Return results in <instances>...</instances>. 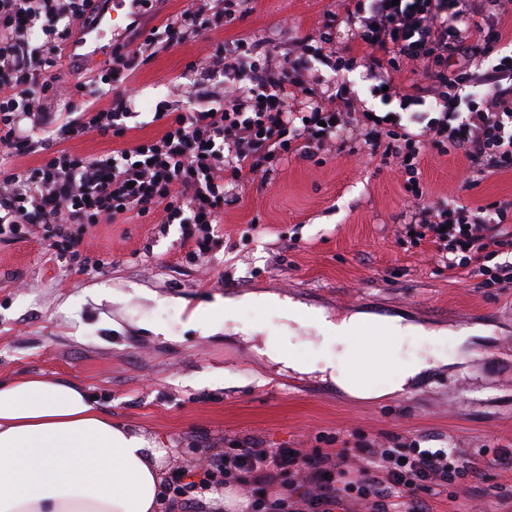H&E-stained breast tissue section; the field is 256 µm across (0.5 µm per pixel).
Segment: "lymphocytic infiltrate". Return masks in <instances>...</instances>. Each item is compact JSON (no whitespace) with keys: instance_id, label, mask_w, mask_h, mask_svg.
<instances>
[{"instance_id":"obj_1","label":"lymphocytic infiltrate","mask_w":512,"mask_h":512,"mask_svg":"<svg viewBox=\"0 0 512 512\" xmlns=\"http://www.w3.org/2000/svg\"><path fill=\"white\" fill-rule=\"evenodd\" d=\"M345 17L329 14L323 25L345 21L353 40L343 53L323 52L309 40L276 55L242 38L230 52L216 50L213 70L224 81L198 88L183 109L156 106L161 136L94 158L50 149L44 134L61 138L88 133L121 138L133 119L127 92L141 65L142 48H168L230 26L250 0H202L193 11L140 32L141 48L112 47V63L91 88L62 82L52 71L63 51L95 21L101 0H0V241L41 227L57 258L76 272L86 260L77 249L74 224H115L159 215L182 225V246L192 258L209 253L213 226L224 210V191L251 176L269 174L296 157L312 160L340 150L381 156L399 167L414 199L407 231L434 245L449 269L481 276L482 287L512 282V204L471 207L431 200L421 183V163L432 150L461 157L476 186L512 169V62L495 57L512 20V0H353ZM40 28L32 41L30 31ZM489 58L481 66V58ZM332 71L361 63L368 79L399 96L409 116H368L357 111L345 83L318 91L312 63ZM421 67L422 80L400 83L406 66ZM87 98L77 116L57 119L50 107ZM45 152L41 165L20 169L12 158ZM502 256L487 266L490 255ZM344 453L302 454L297 448L239 445L210 450L202 476L175 467L162 490L169 512H197L208 491L240 481L259 512H334L343 502L360 512H432L429 493L454 478L478 477L470 454L417 443L359 448L346 479ZM296 494L293 502L270 498L272 487Z\"/></svg>"}]
</instances>
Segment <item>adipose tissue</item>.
<instances>
[{
    "label": "adipose tissue",
    "mask_w": 512,
    "mask_h": 512,
    "mask_svg": "<svg viewBox=\"0 0 512 512\" xmlns=\"http://www.w3.org/2000/svg\"><path fill=\"white\" fill-rule=\"evenodd\" d=\"M260 301L278 304L288 322L313 326L339 346L367 329L389 341L412 330L396 320L370 325L359 314L332 320L270 294ZM274 360L362 398L379 391L373 385L378 373L387 376L381 391L402 393L431 366L424 358L401 363L391 355L373 360L358 379L334 361L311 362L286 349ZM159 457L157 442L113 421L76 383L42 375L0 381V512H158Z\"/></svg>",
    "instance_id": "adipose-tissue-1"
}]
</instances>
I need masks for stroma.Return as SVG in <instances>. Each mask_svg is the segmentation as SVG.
<instances>
[{"mask_svg":"<svg viewBox=\"0 0 512 512\" xmlns=\"http://www.w3.org/2000/svg\"><path fill=\"white\" fill-rule=\"evenodd\" d=\"M345 0H256L235 24L147 57L128 87L140 127L124 138L88 134L71 152L98 156L158 136L157 103L186 106L185 93L210 78L214 49L240 38L328 40L341 49L346 25L323 29ZM422 183L432 198L466 205L512 203V170L467 189L454 154L430 151ZM403 181L379 159L333 151L322 163L293 158L254 176L225 205L205 260L186 259L181 227L146 217L131 224L72 225L80 252L103 267L67 271L34 227L0 242V379L42 374L82 385L100 408L165 449L162 470L194 465L201 452L235 442L346 451L419 439L484 452L479 481L464 476L431 500L434 512H503L512 471L493 460L512 448V283L481 287L445 267L436 249L413 244ZM272 294L327 314L392 315L428 329L474 336L464 346L396 338L399 360L442 356L402 395L356 400L329 382L283 371L257 346L281 336L270 306L243 303ZM219 299L236 321L256 328L246 340L232 324L188 326L192 312ZM235 321V322H236Z\"/></svg>","mask_w":512,"mask_h":512,"instance_id":"35a3bbf8","label":"stroma"}]
</instances>
